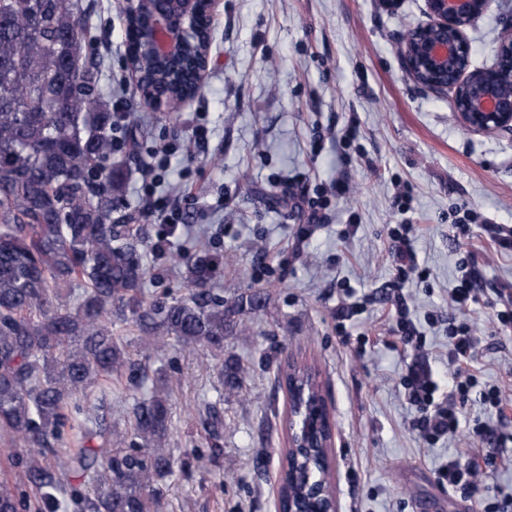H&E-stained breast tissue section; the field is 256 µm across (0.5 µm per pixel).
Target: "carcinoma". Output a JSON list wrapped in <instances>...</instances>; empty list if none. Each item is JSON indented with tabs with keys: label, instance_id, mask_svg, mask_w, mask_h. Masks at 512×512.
<instances>
[{
	"label": "carcinoma",
	"instance_id": "carcinoma-1",
	"mask_svg": "<svg viewBox=\"0 0 512 512\" xmlns=\"http://www.w3.org/2000/svg\"><path fill=\"white\" fill-rule=\"evenodd\" d=\"M83 0H0V437L29 455L25 479L38 495L36 512H56L71 475L88 478L93 495L83 512H164L163 484L174 473L167 450L172 425L167 396L154 391L124 410L137 446L122 448L112 429L84 431L104 446L56 453L69 421V399L103 377L139 376L112 336V319L132 321L148 343L224 350V337L253 333L240 318L261 307L256 294L231 306L209 288L218 261L207 253H171L186 269V295L145 297L147 269L136 257L137 233L112 222L123 196L112 158V113L85 93L98 76L76 37ZM86 289L72 307L60 288ZM247 373L233 360L225 386ZM322 448L283 455L282 502L321 477ZM0 512H18L7 481Z\"/></svg>",
	"mask_w": 512,
	"mask_h": 512
}]
</instances>
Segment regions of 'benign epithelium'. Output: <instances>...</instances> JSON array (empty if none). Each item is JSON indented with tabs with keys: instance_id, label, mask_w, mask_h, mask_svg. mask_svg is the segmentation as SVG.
Returning a JSON list of instances; mask_svg holds the SVG:
<instances>
[{
	"instance_id": "obj_1",
	"label": "benign epithelium",
	"mask_w": 512,
	"mask_h": 512,
	"mask_svg": "<svg viewBox=\"0 0 512 512\" xmlns=\"http://www.w3.org/2000/svg\"><path fill=\"white\" fill-rule=\"evenodd\" d=\"M196 0H124L123 15L138 21L136 53L162 68H174L199 30ZM488 5V0H426V23L410 28L399 42L405 76L433 94L453 93L455 108L469 131L512 134V70L498 66L469 71L471 49L465 27ZM288 447L304 448L308 434L317 431L323 447H332L335 426L327 398L306 389L288 392ZM313 494L322 498L321 512H338L335 493L319 481Z\"/></svg>"
}]
</instances>
